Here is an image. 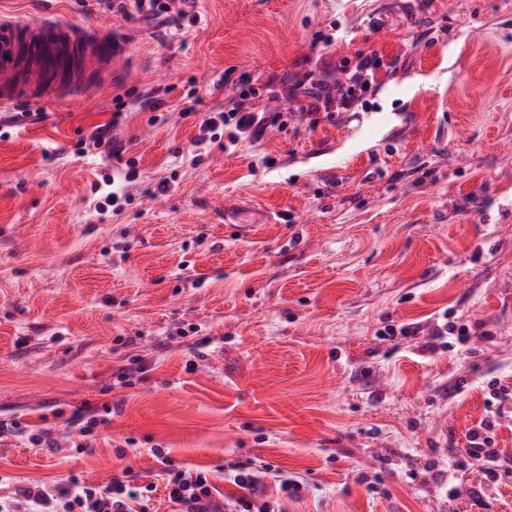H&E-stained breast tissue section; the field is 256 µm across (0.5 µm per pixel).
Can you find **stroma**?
<instances>
[{
  "instance_id": "obj_1",
  "label": "stroma",
  "mask_w": 512,
  "mask_h": 512,
  "mask_svg": "<svg viewBox=\"0 0 512 512\" xmlns=\"http://www.w3.org/2000/svg\"><path fill=\"white\" fill-rule=\"evenodd\" d=\"M174 7L148 19L0 0L7 15L130 38L111 75L87 71L41 120L0 112V421L56 441L0 438V497L129 473L163 496L162 448L209 470L219 500L237 493L225 466L273 465L302 484L292 498L267 482L281 512H468L452 481L480 491L483 512H512V476L461 453L489 381L512 386V0ZM372 51L384 65L365 101L318 124L310 98L282 92L310 79L337 91L342 61ZM227 69L262 88L253 110L282 120L226 149L197 144L199 113L239 94L218 83ZM106 123L111 152L82 146ZM106 176L131 197L121 212L97 209ZM228 200L273 220L230 237ZM449 314L468 351L431 345ZM408 324L420 335H377ZM83 406L109 415L80 454L63 419ZM1 432L14 433L15 436L19 437L24 442H27L32 446H40V450L43 448L52 450L55 447L51 428H45L40 430L38 434H35L24 430L18 426L16 421H13L10 423V426H8L7 422L0 423V433Z\"/></svg>"
}]
</instances>
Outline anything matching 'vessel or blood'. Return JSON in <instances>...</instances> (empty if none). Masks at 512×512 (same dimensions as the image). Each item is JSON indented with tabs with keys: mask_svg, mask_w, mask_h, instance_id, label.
I'll return each mask as SVG.
<instances>
[{
	"mask_svg": "<svg viewBox=\"0 0 512 512\" xmlns=\"http://www.w3.org/2000/svg\"><path fill=\"white\" fill-rule=\"evenodd\" d=\"M127 38L106 27L0 15V110L26 102L41 106L82 86L83 67L110 69L124 60ZM267 214L241 204L224 207V224L242 236Z\"/></svg>",
	"mask_w": 512,
	"mask_h": 512,
	"instance_id": "b4317fda",
	"label": "vessel or blood"
}]
</instances>
